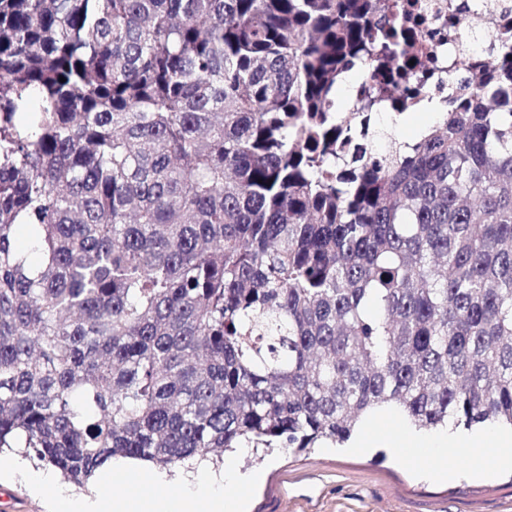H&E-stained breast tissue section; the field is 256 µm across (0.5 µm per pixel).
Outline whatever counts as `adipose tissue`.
Here are the masks:
<instances>
[{"instance_id":"obj_1","label":"adipose tissue","mask_w":512,"mask_h":512,"mask_svg":"<svg viewBox=\"0 0 512 512\" xmlns=\"http://www.w3.org/2000/svg\"><path fill=\"white\" fill-rule=\"evenodd\" d=\"M402 437L406 446L416 448L419 456L429 458L431 465L425 474L432 479L452 478V471L441 464L446 450L450 448L466 452L473 447H492L493 462L512 469V434L496 433L487 439L470 441L448 428L430 435L407 429ZM126 470L123 460L112 461L96 470L93 490L77 493L60 483L54 473L32 469L20 457L0 454V479L23 485L33 497H49V512H240V504L232 492L233 486L247 485L257 479L256 474H242L228 465L220 473H200L189 477L174 494L139 499L113 496L112 481L115 475Z\"/></svg>"}]
</instances>
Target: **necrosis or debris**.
I'll return each instance as SVG.
<instances>
[{
    "mask_svg": "<svg viewBox=\"0 0 512 512\" xmlns=\"http://www.w3.org/2000/svg\"><path fill=\"white\" fill-rule=\"evenodd\" d=\"M415 5L420 17L413 24L414 52L431 57L434 66L428 72L417 73L410 90L403 94L402 107L382 101L375 109L376 116L398 126L400 118L424 111L426 103L437 100L440 111H447L449 102L457 97L455 88L446 79L448 69L460 58L459 32L469 27L473 34L471 53L486 51L512 40V0H475L466 15H457L451 0H401Z\"/></svg>",
    "mask_w": 512,
    "mask_h": 512,
    "instance_id": "1",
    "label": "necrosis or debris"
}]
</instances>
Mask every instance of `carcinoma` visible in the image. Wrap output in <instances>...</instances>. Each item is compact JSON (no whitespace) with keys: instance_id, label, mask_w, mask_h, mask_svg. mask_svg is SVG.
<instances>
[{"instance_id":"carcinoma-1","label":"carcinoma","mask_w":512,"mask_h":512,"mask_svg":"<svg viewBox=\"0 0 512 512\" xmlns=\"http://www.w3.org/2000/svg\"><path fill=\"white\" fill-rule=\"evenodd\" d=\"M411 37L387 0H0V448L83 485L384 408L512 428V44L411 143L332 129Z\"/></svg>"}]
</instances>
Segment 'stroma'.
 I'll list each match as a JSON object with an SVG mask.
<instances>
[{"instance_id":"stroma-1","label":"stroma","mask_w":512,"mask_h":512,"mask_svg":"<svg viewBox=\"0 0 512 512\" xmlns=\"http://www.w3.org/2000/svg\"><path fill=\"white\" fill-rule=\"evenodd\" d=\"M389 413L342 445L297 448H235L208 463L239 472L260 471L263 481L238 489L243 512H512V470L473 473L468 458L448 450L449 480L425 477L402 451L371 447L368 437L393 435Z\"/></svg>"}]
</instances>
